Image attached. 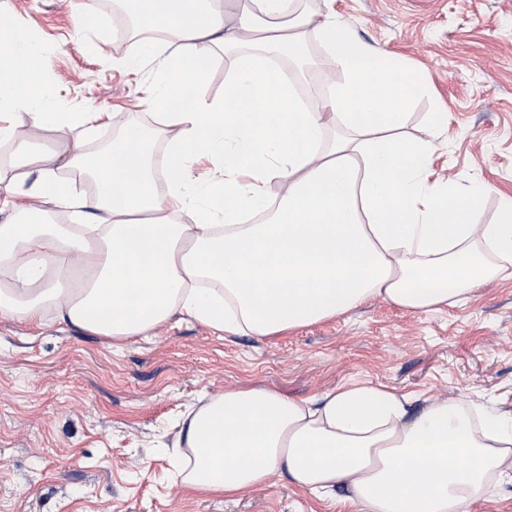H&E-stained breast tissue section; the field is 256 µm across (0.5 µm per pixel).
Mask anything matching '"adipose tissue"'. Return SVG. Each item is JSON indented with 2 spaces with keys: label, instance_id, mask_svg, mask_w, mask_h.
Returning <instances> with one entry per match:
<instances>
[{
  "label": "adipose tissue",
  "instance_id": "1",
  "mask_svg": "<svg viewBox=\"0 0 512 512\" xmlns=\"http://www.w3.org/2000/svg\"><path fill=\"white\" fill-rule=\"evenodd\" d=\"M171 31L167 84L199 83L204 60L241 46L222 97L176 105L151 99L102 150L87 149L94 112H40L52 89L25 33L0 28V109L31 111L28 129L0 124L23 167L37 171L33 201L17 206L0 176V316L59 322L111 337L141 336L180 314L234 334L270 336L381 298L413 312L455 305L512 274V195L496 218L475 219L483 182L433 184V138L448 122L429 113L421 136L402 131L423 86L386 55L359 44L332 18L297 15L293 0H242L234 20L206 0H138ZM314 28L340 82L320 86L322 109L302 108L274 54L300 49ZM260 113L251 122L249 113ZM335 125V139L326 136ZM51 125L77 132L66 165L95 187L76 193L53 161L31 149ZM168 149L167 191L155 187L153 150ZM224 172L191 178L199 156ZM282 194L270 201L268 188ZM68 209L73 221L52 224ZM176 482L233 495L283 475L332 498L345 488L361 512H470L512 485V413L486 409L481 424L454 402L351 384L311 400L251 388L213 395L183 420Z\"/></svg>",
  "mask_w": 512,
  "mask_h": 512
}]
</instances>
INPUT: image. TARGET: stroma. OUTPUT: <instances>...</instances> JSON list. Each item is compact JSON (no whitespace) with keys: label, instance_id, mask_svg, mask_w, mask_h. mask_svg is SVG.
<instances>
[{"label":"stroma","instance_id":"1","mask_svg":"<svg viewBox=\"0 0 512 512\" xmlns=\"http://www.w3.org/2000/svg\"><path fill=\"white\" fill-rule=\"evenodd\" d=\"M336 14L362 45L416 74L410 107L448 125L430 180L486 182L479 216L512 194V0H303ZM92 8L95 30L79 14ZM25 32L50 65V112H98L105 129L151 113L164 58L122 42L101 0H0V24ZM353 382L512 412V278L460 306L414 313L375 299L273 336H224L174 315L115 341L46 315L0 317V512H359L273 476L235 495L176 484L172 445L188 407L227 389L303 400Z\"/></svg>","mask_w":512,"mask_h":512}]
</instances>
